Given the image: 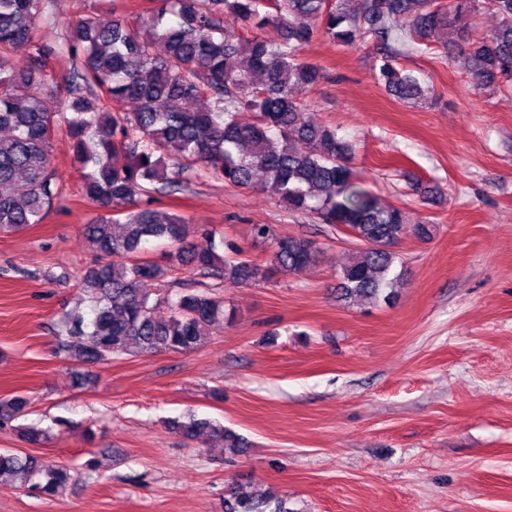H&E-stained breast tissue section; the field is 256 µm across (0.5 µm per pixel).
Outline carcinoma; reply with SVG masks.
Listing matches in <instances>:
<instances>
[{
  "label": "carcinoma",
  "instance_id": "1",
  "mask_svg": "<svg viewBox=\"0 0 512 512\" xmlns=\"http://www.w3.org/2000/svg\"><path fill=\"white\" fill-rule=\"evenodd\" d=\"M479 0H163L135 21L110 10L69 25L67 45L58 49L35 41L41 0H0V231L17 232L40 224L63 190L51 163V132L63 116L72 142L71 160L86 170L84 194L99 210L85 231L103 261L82 277L93 302L89 320L78 311L64 321L61 348L81 366L124 355L188 353L205 342L203 330L224 319V299L195 289L177 298H152L149 281L187 267L204 278L237 285L255 278L257 267L230 246H195L185 217L153 207L159 195L179 192L196 166L244 188L273 190L288 209L313 216L336 232L349 228L361 247L341 267L337 293L390 302L402 285L395 272L394 247L407 234L432 236L431 224H408L406 211L381 207L348 162L352 144L335 128L306 117L302 95L321 79V69L302 56L303 46L323 34L342 46L366 39L381 49L377 78L394 97L417 101L425 89L395 58L422 45L445 28L460 32ZM500 22L460 52L478 90L496 92L512 85V0H490ZM232 13L254 34L224 29ZM276 24L283 40L272 44L256 31ZM20 44L32 46L27 65L10 57ZM63 54L74 75L68 98L57 107L41 97L48 60ZM246 55L248 68L236 66ZM209 96L213 105L199 107ZM71 116H65V113ZM25 190L17 191L19 179ZM269 242L273 272L298 273L318 254L314 242L284 236L268 224L254 226ZM162 240L169 247L164 264L141 257L143 244ZM166 304L168 315L156 310ZM27 398H0V419L28 414ZM186 438L206 437L241 455L248 442L210 419L189 416L167 421ZM20 439L41 445L46 433L19 428ZM20 485L49 500L72 482L70 469L39 457L0 451V484ZM224 512H287L233 484Z\"/></svg>",
  "mask_w": 512,
  "mask_h": 512
}]
</instances>
